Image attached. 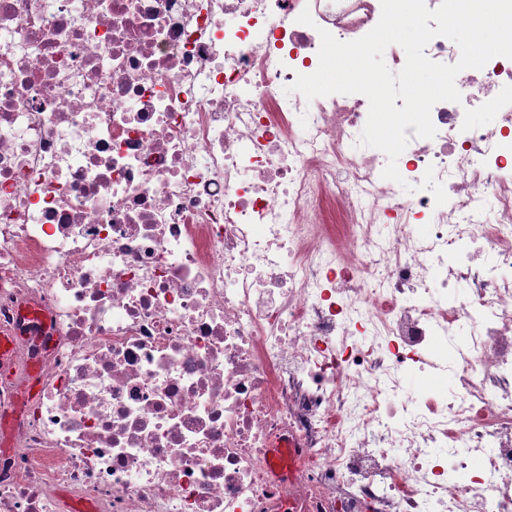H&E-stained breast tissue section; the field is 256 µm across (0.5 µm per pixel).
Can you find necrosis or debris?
<instances>
[{
    "instance_id": "4bbe7bcc",
    "label": "necrosis or debris",
    "mask_w": 512,
    "mask_h": 512,
    "mask_svg": "<svg viewBox=\"0 0 512 512\" xmlns=\"http://www.w3.org/2000/svg\"><path fill=\"white\" fill-rule=\"evenodd\" d=\"M381 13L0 0V512H512V58L385 179Z\"/></svg>"
}]
</instances>
